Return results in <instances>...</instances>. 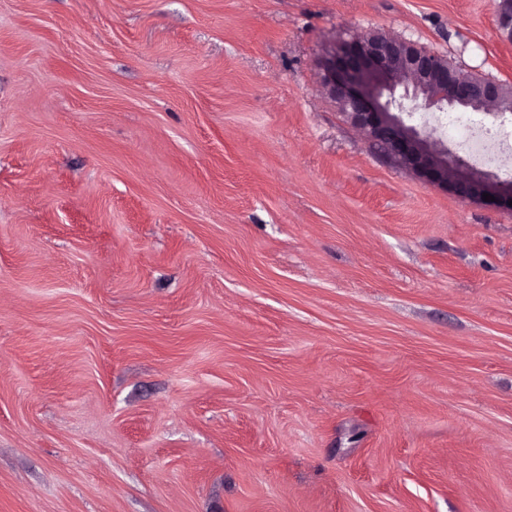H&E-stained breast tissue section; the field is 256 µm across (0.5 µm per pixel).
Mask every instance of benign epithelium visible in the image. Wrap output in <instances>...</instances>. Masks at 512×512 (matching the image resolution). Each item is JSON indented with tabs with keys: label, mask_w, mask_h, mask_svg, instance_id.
I'll return each mask as SVG.
<instances>
[{
	"label": "benign epithelium",
	"mask_w": 512,
	"mask_h": 512,
	"mask_svg": "<svg viewBox=\"0 0 512 512\" xmlns=\"http://www.w3.org/2000/svg\"><path fill=\"white\" fill-rule=\"evenodd\" d=\"M321 87L346 112L349 121L382 147L384 159L414 172L424 181L461 197L459 182L472 190L471 199L483 202V194L495 198L492 205L506 208L512 201V184L473 168L459 156L439 151L429 136L407 123L403 97L421 100L427 106L467 107L471 101L492 102L501 95V84L483 79L477 83L458 81L440 56L416 43L383 36L332 39L319 57Z\"/></svg>",
	"instance_id": "7a95c632"
}]
</instances>
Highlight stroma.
<instances>
[{"instance_id": "35a3bbf8", "label": "stroma", "mask_w": 512, "mask_h": 512, "mask_svg": "<svg viewBox=\"0 0 512 512\" xmlns=\"http://www.w3.org/2000/svg\"><path fill=\"white\" fill-rule=\"evenodd\" d=\"M498 3L0 0V512H512V210L317 79Z\"/></svg>"}]
</instances>
